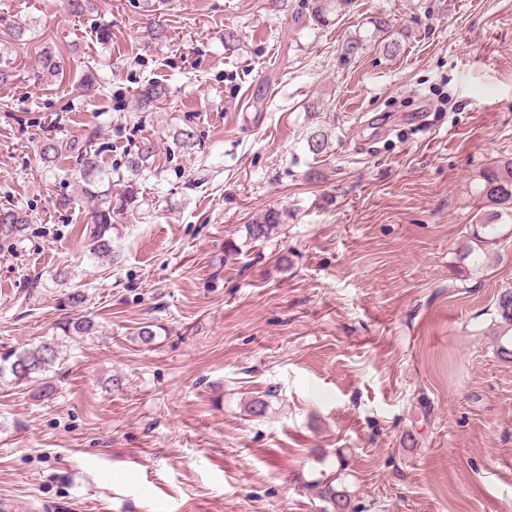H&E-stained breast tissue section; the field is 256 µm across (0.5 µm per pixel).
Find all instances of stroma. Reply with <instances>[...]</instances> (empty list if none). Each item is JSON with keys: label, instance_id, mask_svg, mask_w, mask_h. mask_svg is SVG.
Listing matches in <instances>:
<instances>
[{"label": "stroma", "instance_id": "35a3bbf8", "mask_svg": "<svg viewBox=\"0 0 512 512\" xmlns=\"http://www.w3.org/2000/svg\"><path fill=\"white\" fill-rule=\"evenodd\" d=\"M141 2L78 19L63 0H0L65 71L34 82L21 49L0 88V208L32 216L0 236V356L62 352L50 394L0 379V496L34 512H332L316 484L340 470L356 512H512L496 334L512 216L477 221L484 175L512 157V0H355L326 26L314 0H162V43ZM380 14L402 52L343 58ZM94 65L105 91L81 83ZM150 79L167 104L143 112ZM318 129L331 148L316 156ZM92 132L116 175L157 147L110 262L59 205L79 194L75 159L39 156L42 136ZM269 209L282 224L250 240ZM78 313L95 334L62 333Z\"/></svg>", "mask_w": 512, "mask_h": 512}]
</instances>
